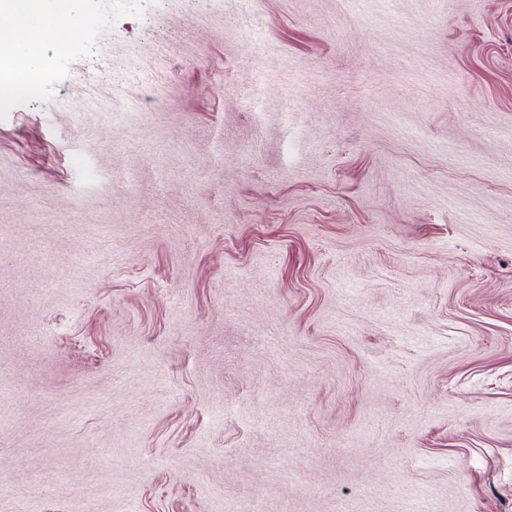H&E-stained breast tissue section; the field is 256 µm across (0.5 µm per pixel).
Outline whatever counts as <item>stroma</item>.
<instances>
[{"instance_id":"35a3bbf8","label":"stroma","mask_w":512,"mask_h":512,"mask_svg":"<svg viewBox=\"0 0 512 512\" xmlns=\"http://www.w3.org/2000/svg\"><path fill=\"white\" fill-rule=\"evenodd\" d=\"M21 47L0 512H512V0H75Z\"/></svg>"}]
</instances>
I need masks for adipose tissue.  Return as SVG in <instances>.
Segmentation results:
<instances>
[{"label":"adipose tissue","instance_id":"adipose-tissue-1","mask_svg":"<svg viewBox=\"0 0 512 512\" xmlns=\"http://www.w3.org/2000/svg\"><path fill=\"white\" fill-rule=\"evenodd\" d=\"M73 0H0V13L9 14V24L0 25V74L13 78L17 84H25L31 68L30 58L17 51L16 45L33 16L44 9L66 16L72 10Z\"/></svg>","mask_w":512,"mask_h":512}]
</instances>
